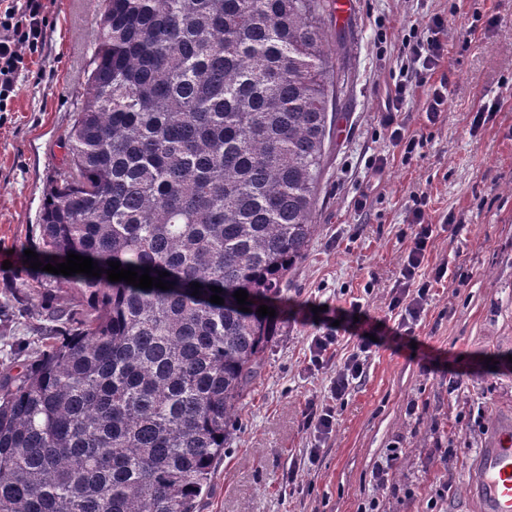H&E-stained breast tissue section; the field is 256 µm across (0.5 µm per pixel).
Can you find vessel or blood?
<instances>
[{
	"mask_svg": "<svg viewBox=\"0 0 512 512\" xmlns=\"http://www.w3.org/2000/svg\"><path fill=\"white\" fill-rule=\"evenodd\" d=\"M480 455L474 481L482 512H512V426L502 428L495 442Z\"/></svg>",
	"mask_w": 512,
	"mask_h": 512,
	"instance_id": "b4317fda",
	"label": "vessel or blood"
}]
</instances>
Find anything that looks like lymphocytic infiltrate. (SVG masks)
<instances>
[{
    "mask_svg": "<svg viewBox=\"0 0 512 512\" xmlns=\"http://www.w3.org/2000/svg\"><path fill=\"white\" fill-rule=\"evenodd\" d=\"M46 19V0H0V112L7 111L29 54L43 41ZM447 40L448 23L439 14L425 16L420 25L402 37L399 79L387 97L383 127L393 147L402 149L403 161H411L423 144L422 139L411 135L399 119L412 87L424 90L422 110L429 123L437 122L448 103L447 82L432 84L428 81L429 75L445 60ZM425 205V196H415L408 211L402 233L411 238L412 246L402 263L397 287L388 304L389 311L397 312L399 324L405 328L418 321L435 286L448 273L447 266L442 265L436 268L431 279L419 276L434 233ZM340 316L339 326H327L323 335L312 337L309 347V366L320 371L334 356L339 331H353L358 338L355 351L331 377L326 395L309 399L302 411L304 428L321 440L333 432L339 406L344 405L353 385L361 381L373 347L372 337L380 332L378 324L370 320L360 302L351 303Z\"/></svg>",
    "mask_w": 512,
    "mask_h": 512,
    "instance_id": "lymphocytic-infiltrate-1",
    "label": "lymphocytic infiltrate"
}]
</instances>
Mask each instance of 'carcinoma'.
<instances>
[{
	"label": "carcinoma",
	"instance_id": "1",
	"mask_svg": "<svg viewBox=\"0 0 512 512\" xmlns=\"http://www.w3.org/2000/svg\"><path fill=\"white\" fill-rule=\"evenodd\" d=\"M326 0H102L88 92L46 185L50 326L0 378V512H198L317 225L335 69ZM169 276L107 279L108 262ZM201 285L192 295L193 284ZM222 288L224 304L209 301ZM77 306L56 303L60 288ZM248 293L240 311L234 292Z\"/></svg>",
	"mask_w": 512,
	"mask_h": 512
}]
</instances>
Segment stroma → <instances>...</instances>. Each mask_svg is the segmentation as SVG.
Wrapping results in <instances>:
<instances>
[{"mask_svg": "<svg viewBox=\"0 0 512 512\" xmlns=\"http://www.w3.org/2000/svg\"><path fill=\"white\" fill-rule=\"evenodd\" d=\"M98 0H50L43 46L19 78L11 109L0 112V305L20 283L23 247L35 242L47 180L64 162L61 140L87 93ZM448 20V105L436 124L421 112L415 89L401 117L422 136L423 156L395 157L380 126L386 92L398 73L401 38L424 16ZM477 31L470 45L461 26ZM334 57L336 120L325 142L317 231L305 258L288 274L263 369L244 401L224 457L199 499V512H357L378 494L385 512H430L439 485L451 483L439 512H479L471 489L479 449L512 422V0H350L345 15H323ZM486 110L479 127L471 122ZM388 158L379 186L372 159ZM438 227L421 267L447 264L411 330L388 310L410 238L401 234L416 194ZM366 198L365 210L355 200ZM452 224H444L446 216ZM10 268H2V261ZM361 300L374 322L391 329L351 390L325 453L311 474L288 489L293 456L315 444L303 429L305 401L323 396L357 342L343 332L325 370L309 371L308 344L324 321ZM39 307L0 317V373L6 352L33 345ZM459 387L449 391V380ZM455 448L449 462L440 447ZM398 489L374 490L372 472L391 449ZM415 498L403 500L401 484Z\"/></svg>", "mask_w": 512, "mask_h": 512, "instance_id": "obj_1", "label": "stroma"}]
</instances>
